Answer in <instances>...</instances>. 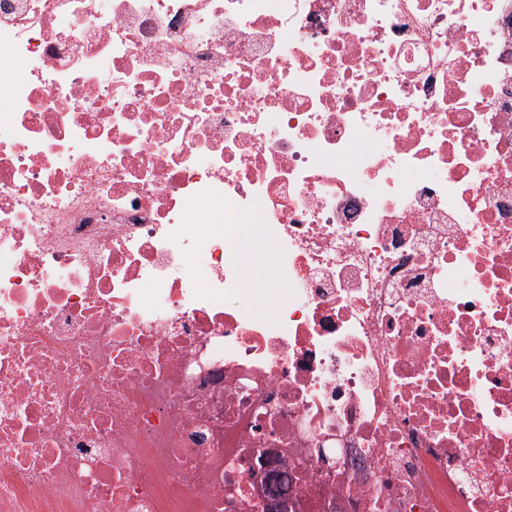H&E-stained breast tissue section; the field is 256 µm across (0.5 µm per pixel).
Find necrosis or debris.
<instances>
[{
	"instance_id": "4bbe7bcc",
	"label": "necrosis or debris",
	"mask_w": 512,
	"mask_h": 512,
	"mask_svg": "<svg viewBox=\"0 0 512 512\" xmlns=\"http://www.w3.org/2000/svg\"><path fill=\"white\" fill-rule=\"evenodd\" d=\"M0 100V512H512V0H0Z\"/></svg>"
}]
</instances>
